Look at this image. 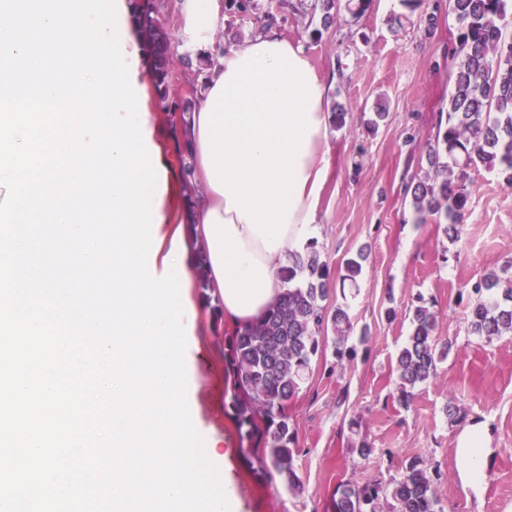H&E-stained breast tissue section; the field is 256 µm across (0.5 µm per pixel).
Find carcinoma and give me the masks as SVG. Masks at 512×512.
I'll list each match as a JSON object with an SVG mask.
<instances>
[{
    "label": "carcinoma",
    "instance_id": "1",
    "mask_svg": "<svg viewBox=\"0 0 512 512\" xmlns=\"http://www.w3.org/2000/svg\"><path fill=\"white\" fill-rule=\"evenodd\" d=\"M458 25L459 51L452 74L445 125L438 127L426 147L429 169L412 186L417 219L435 216L444 221L442 232L459 238L469 205L467 170L482 166L507 174L512 185V38L504 29L512 16V0H448ZM161 0H134L131 24L150 60V76L165 111H181V122L170 132L180 159L183 207L191 216L203 199L193 183L188 138L191 114L198 96L182 99L171 91L169 67L172 42L162 24ZM362 253L344 263L342 280L357 283L363 273ZM206 253L198 246L193 265L200 288L208 289ZM288 288L279 302L256 322L224 335L225 357L231 378V409L238 431L259 462L257 474L277 479L292 495L303 493L296 462L301 449L288 414V402L307 379L312 361L330 342L341 361L349 356L346 343L352 330L341 306L328 311L330 269L321 260L315 242L288 252L281 270ZM475 299L468 310L472 334L512 335V287L489 272L472 286ZM437 315L428 306L414 307L409 336L395 364L397 398L410 404L415 387L436 375L437 362L449 345L438 344ZM326 512H444L432 477L423 461L414 459L403 472L383 483L347 481L338 485Z\"/></svg>",
    "mask_w": 512,
    "mask_h": 512
}]
</instances>
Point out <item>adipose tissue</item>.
<instances>
[{"label":"adipose tissue","mask_w":512,"mask_h":512,"mask_svg":"<svg viewBox=\"0 0 512 512\" xmlns=\"http://www.w3.org/2000/svg\"><path fill=\"white\" fill-rule=\"evenodd\" d=\"M184 48L209 56L192 114L194 178L205 196L191 237L204 244L208 284L232 326L255 321L283 290L287 247L303 242L326 179V88L305 49L267 30L214 51L220 0H177ZM484 430L458 438L463 487L484 481Z\"/></svg>","instance_id":"1"}]
</instances>
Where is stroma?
<instances>
[{"label": "stroma", "mask_w": 512, "mask_h": 512, "mask_svg": "<svg viewBox=\"0 0 512 512\" xmlns=\"http://www.w3.org/2000/svg\"><path fill=\"white\" fill-rule=\"evenodd\" d=\"M220 45L258 33L257 18L272 12L282 37L302 43L327 86L325 110L342 107L345 124L329 128L328 178L314 224L316 248L340 279L346 258L366 248L357 287H333L327 309L347 306L355 328L348 341L356 355L337 361L325 353L289 403L302 453L298 473L306 492L293 497L279 482L261 480L246 455L229 406L231 381L224 342L201 307L198 286L188 297L199 309L187 339V402L202 436L221 440L224 465L237 486L240 512H324L337 485L397 477L412 459L438 471L437 494L445 512H512V335L485 340L471 334L467 308L472 284L491 270L512 266V186L504 174L470 169L467 219L450 241L434 219L417 222L410 185L428 168L425 146L446 109L457 24L448 0H421L407 11L402 0H373L352 16L335 0L330 23L278 8V0H253L248 10L223 0ZM402 15L401 27L387 24ZM140 83L155 140L169 163L166 209L185 221L180 162L149 74ZM388 110L377 131L366 122L378 102ZM437 313L435 336L449 342L434 378L418 386L410 405L397 399L396 356L410 331L417 299ZM358 420L374 454H349L351 420ZM473 424L487 428L486 482L464 491L457 438Z\"/></svg>", "instance_id": "obj_1"}]
</instances>
